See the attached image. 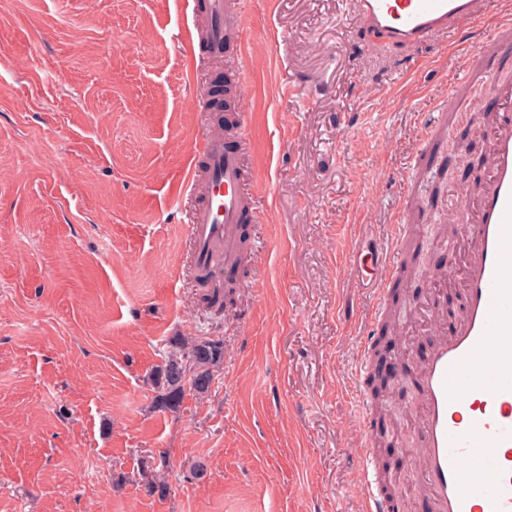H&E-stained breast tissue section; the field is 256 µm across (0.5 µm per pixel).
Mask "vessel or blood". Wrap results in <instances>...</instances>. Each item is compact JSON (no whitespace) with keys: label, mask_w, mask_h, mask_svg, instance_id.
I'll use <instances>...</instances> for the list:
<instances>
[{"label":"vessel or blood","mask_w":512,"mask_h":512,"mask_svg":"<svg viewBox=\"0 0 512 512\" xmlns=\"http://www.w3.org/2000/svg\"><path fill=\"white\" fill-rule=\"evenodd\" d=\"M232 0H207L205 41L214 58L243 47L244 13ZM365 31L382 44L408 49L447 42L481 24L490 0H351ZM485 48L512 57V11L504 10ZM487 89L489 155L478 191L464 195L472 221L462 282V310L440 329L409 371L419 407V476L428 512H512V87L482 76ZM223 135L205 139L180 191L191 197L185 212L192 274L221 286L231 268V243L241 225L261 214V192L247 187L242 144L249 115L242 100L229 106ZM406 225H394L389 245L369 249L373 270L364 278L377 298L359 341L364 368L372 366L377 329L398 284ZM363 512H396L394 496L380 489L370 448L358 455Z\"/></svg>","instance_id":"b4317fda"}]
</instances>
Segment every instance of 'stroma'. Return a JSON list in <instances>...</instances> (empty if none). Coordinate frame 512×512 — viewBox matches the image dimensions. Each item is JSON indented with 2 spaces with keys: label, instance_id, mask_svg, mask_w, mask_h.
<instances>
[{
  "label": "stroma",
  "instance_id": "1",
  "mask_svg": "<svg viewBox=\"0 0 512 512\" xmlns=\"http://www.w3.org/2000/svg\"><path fill=\"white\" fill-rule=\"evenodd\" d=\"M243 8L262 219L218 312L173 200L228 71L201 33L185 40L190 8L0 0V512H359L356 342L374 300L354 247L428 201L425 271L391 303L410 312L460 250L434 231L462 219L449 185L483 174L482 84L451 44L365 46L349 0ZM440 112L451 126L427 159ZM205 337L225 351L208 393L159 411L157 366ZM414 400L397 386L401 432L378 465L417 447Z\"/></svg>",
  "mask_w": 512,
  "mask_h": 512
}]
</instances>
